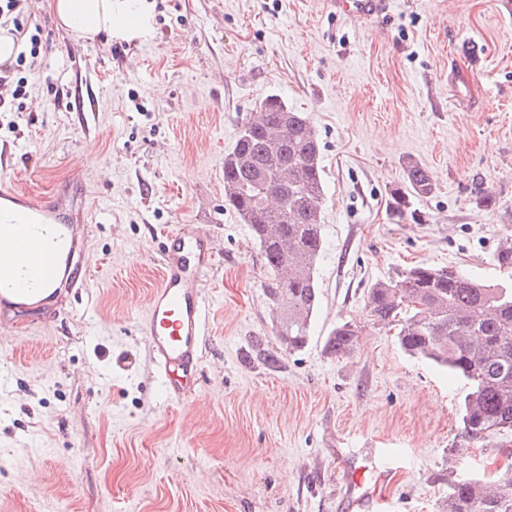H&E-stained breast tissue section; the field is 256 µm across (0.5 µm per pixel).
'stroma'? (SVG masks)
Returning <instances> with one entry per match:
<instances>
[{"label":"stroma","mask_w":512,"mask_h":512,"mask_svg":"<svg viewBox=\"0 0 512 512\" xmlns=\"http://www.w3.org/2000/svg\"><path fill=\"white\" fill-rule=\"evenodd\" d=\"M21 22L48 51L20 67L23 95L0 86V179L83 192L87 286L0 322V512H446L452 472L512 475V447L449 455L464 381L365 309L419 263L512 288L495 262L512 243V0H389L368 18L332 0H153L119 54L59 30L47 0ZM272 94L309 116L325 184L319 305L277 372L248 357L276 346L273 313L224 206V157ZM410 163L435 185L414 220L390 206ZM180 224L216 263L197 387L170 402L140 324L160 233ZM342 321L357 346L332 357Z\"/></svg>","instance_id":"obj_1"}]
</instances>
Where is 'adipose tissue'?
Instances as JSON below:
<instances>
[{"label":"adipose tissue","mask_w":512,"mask_h":512,"mask_svg":"<svg viewBox=\"0 0 512 512\" xmlns=\"http://www.w3.org/2000/svg\"><path fill=\"white\" fill-rule=\"evenodd\" d=\"M64 30L92 41L99 35L131 40L151 25L149 0H50Z\"/></svg>","instance_id":"obj_1"}]
</instances>
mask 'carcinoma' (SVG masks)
Instances as JSON below:
<instances>
[{
    "label": "carcinoma",
    "instance_id": "obj_1",
    "mask_svg": "<svg viewBox=\"0 0 512 512\" xmlns=\"http://www.w3.org/2000/svg\"><path fill=\"white\" fill-rule=\"evenodd\" d=\"M320 143L314 126L277 95L266 97L242 126L224 157V203L249 225L266 274L261 288L277 312L280 350L261 340L252 345L266 368L281 367L282 353L299 351L310 340L319 304L317 259L323 249L324 202ZM427 171L410 163L405 186L392 195V208L414 214L412 199L430 195ZM371 320L398 328L409 355L444 367L468 385L461 411L460 439L449 453L460 457L512 434V290L461 273L456 267L417 265L369 288ZM357 331L336 325L324 345L330 356L356 347ZM448 512H512V477L501 483L450 480Z\"/></svg>",
    "mask_w": 512,
    "mask_h": 512
}]
</instances>
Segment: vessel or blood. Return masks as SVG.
Listing matches in <instances>:
<instances>
[{
  "instance_id": "1",
  "label": "vessel or blood",
  "mask_w": 512,
  "mask_h": 512,
  "mask_svg": "<svg viewBox=\"0 0 512 512\" xmlns=\"http://www.w3.org/2000/svg\"><path fill=\"white\" fill-rule=\"evenodd\" d=\"M346 14L368 17L382 12L387 0H336ZM66 199L58 193L33 197L14 184H0V235L19 245L0 255V317L47 302L58 290L85 286L80 222L66 218ZM160 279L152 289L143 330L149 338L161 393L181 400L198 379L199 359L207 334L205 282L216 247L209 235L178 225L162 235Z\"/></svg>"
}]
</instances>
